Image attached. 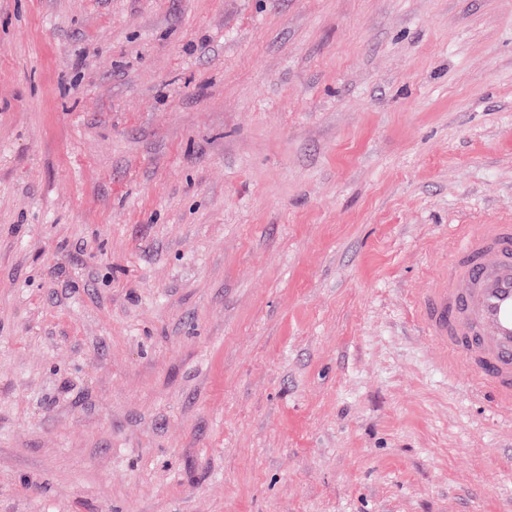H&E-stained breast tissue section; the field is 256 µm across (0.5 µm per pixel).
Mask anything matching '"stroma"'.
I'll use <instances>...</instances> for the list:
<instances>
[{
  "instance_id": "obj_1",
  "label": "stroma",
  "mask_w": 512,
  "mask_h": 512,
  "mask_svg": "<svg viewBox=\"0 0 512 512\" xmlns=\"http://www.w3.org/2000/svg\"><path fill=\"white\" fill-rule=\"evenodd\" d=\"M512 223V0H0V512H512L415 333Z\"/></svg>"
}]
</instances>
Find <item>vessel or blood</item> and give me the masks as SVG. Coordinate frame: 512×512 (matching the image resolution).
I'll return each instance as SVG.
<instances>
[{"label":"vessel or blood","mask_w":512,"mask_h":512,"mask_svg":"<svg viewBox=\"0 0 512 512\" xmlns=\"http://www.w3.org/2000/svg\"><path fill=\"white\" fill-rule=\"evenodd\" d=\"M422 336L512 417V224H458L432 288L415 295Z\"/></svg>","instance_id":"vessel-or-blood-1"}]
</instances>
